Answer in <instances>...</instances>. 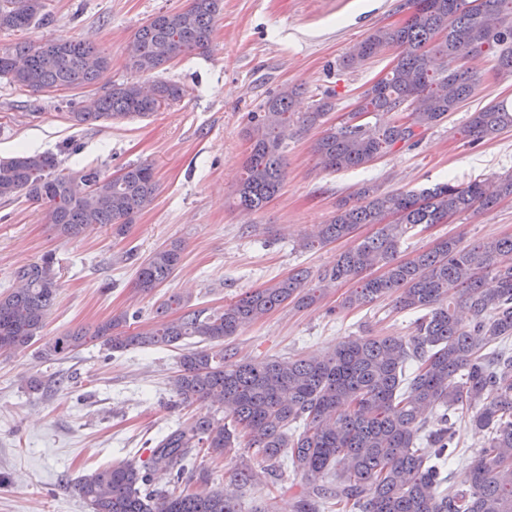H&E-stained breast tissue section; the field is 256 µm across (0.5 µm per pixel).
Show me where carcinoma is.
Instances as JSON below:
<instances>
[{"mask_svg":"<svg viewBox=\"0 0 512 512\" xmlns=\"http://www.w3.org/2000/svg\"><path fill=\"white\" fill-rule=\"evenodd\" d=\"M409 14L380 28L343 59L357 68L389 47L400 52L387 75L367 89L360 104L326 128L311 151L326 170L369 164L419 144L423 133L476 92L479 79L463 66L488 56L512 75V0H407ZM46 0H0V30L21 31L44 21ZM223 0H190L177 11L154 14L134 33L128 68L134 79L112 85L72 113L76 125L125 122L152 116L179 102L185 88L170 81L147 86L149 76L180 56L208 49ZM108 66L91 43L60 36L39 46L20 42L0 49V78L31 92L93 85ZM297 90L273 95L248 115L250 155L235 190L236 204L258 212L280 192L287 140L293 129L321 126L334 109L329 97L312 111H292ZM512 127V100L472 113L464 130L471 145ZM57 155L20 153L0 160V199L23 193L47 206L60 236L78 239L98 227L125 231L154 199L155 168L128 164L115 175L98 168L65 173ZM512 196V174L491 181H447L420 191L356 192L319 224L308 244L353 237L361 224H377L371 237L344 250L336 264L317 273L319 287L304 290L310 272L300 268L221 309L192 308L174 295L157 308L159 320L142 327L137 316L113 315L94 329L43 335L59 285L55 257L15 272L17 288L0 295V351L40 343L45 360L77 351L88 340L106 350L197 345L184 352L172 377L183 404L207 402L224 416L198 419L162 436L150 461L119 462L83 475L76 484L92 512H243L240 502L207 476L181 490L184 462L197 448L223 457L255 448L264 473L288 464L301 482L289 486L296 512H512V237L461 245L444 238L408 260L398 259L402 240L423 226ZM179 241L157 249L138 267L135 288L150 293L180 266ZM379 267L383 274L365 272ZM357 281L339 308L364 307L381 298L420 313L412 336H354L311 357L236 359L224 340L287 302L317 303L326 290ZM176 308L181 314L168 316ZM231 418L235 429L228 428ZM485 436L472 457L460 448L458 424ZM434 449L422 455L420 444ZM466 462L469 482L450 485L452 461ZM170 473L173 488L151 487L152 473ZM261 473L245 461L233 473L248 484Z\"/></svg>","mask_w":512,"mask_h":512,"instance_id":"carcinoma-1","label":"carcinoma"}]
</instances>
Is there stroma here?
I'll return each mask as SVG.
<instances>
[{
	"label": "stroma",
	"mask_w": 512,
	"mask_h": 512,
	"mask_svg": "<svg viewBox=\"0 0 512 512\" xmlns=\"http://www.w3.org/2000/svg\"><path fill=\"white\" fill-rule=\"evenodd\" d=\"M403 2L224 0L209 50L180 57L158 73L185 86L181 101L149 118L112 125L76 126L70 114L112 84L130 80L127 46L137 28L159 10L182 9L188 0H47L45 22L25 31H0V47L75 36L109 59L94 85L67 91L32 93L0 78V158L21 150L52 152L67 171L96 166L108 173L147 161L158 181L152 203L122 236L102 227L64 239L48 224L44 205L22 194L0 199V294L15 288V270L51 252L59 291L45 335L90 328L121 311L137 314L139 325L146 326L173 295L190 297L197 308L221 307L296 269L315 273L332 267L348 241L309 248L305 239L362 186L418 191L511 171L512 129L475 147L463 135L473 112L512 99V77L499 74L493 59L480 58L473 67L480 78L476 94L425 131L416 148L364 168L332 172L310 149L319 128L298 131L288 141L280 193L262 211L246 214L237 208L235 190L250 146L248 113L295 85L299 112L333 93L328 121L336 123L385 76L397 51L387 49L354 69L343 68V57L374 30L402 23ZM444 237L465 245L512 237V197L410 232L398 257L413 258ZM175 240L184 246L178 269L151 293L135 290L139 264ZM345 291L342 285L330 289L307 309L280 307L228 344L238 358L258 361L321 355L351 336L412 335V315L392 300L339 310ZM38 350L34 343L0 351V475L5 478L0 512H91L74 488L78 476L120 460L144 464L155 439L212 412L205 403L178 404L170 380L178 371L179 349L111 354L95 342L51 361ZM34 378L44 383L37 393L29 389ZM243 458L254 468L263 465L251 448L219 458L194 452L185 482L195 485L204 471L230 489L245 512L268 504L274 512H293L287 488L296 474L286 467L278 481L238 484L233 473Z\"/></svg>",
	"instance_id": "obj_1"
}]
</instances>
